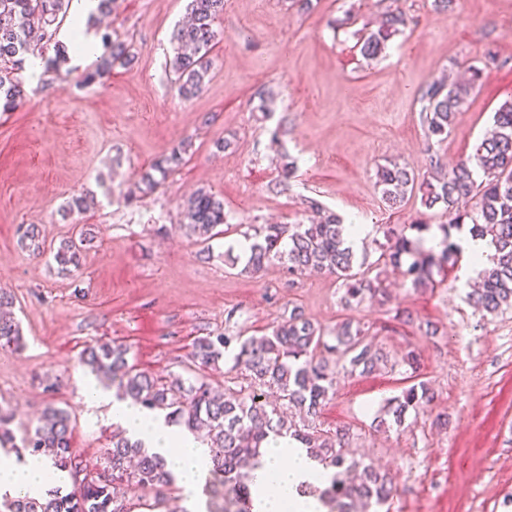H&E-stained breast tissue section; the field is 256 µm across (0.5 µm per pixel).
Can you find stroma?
I'll list each match as a JSON object with an SVG mask.
<instances>
[{
  "mask_svg": "<svg viewBox=\"0 0 512 512\" xmlns=\"http://www.w3.org/2000/svg\"><path fill=\"white\" fill-rule=\"evenodd\" d=\"M408 24L382 56L363 58L356 33L376 28L384 5ZM187 0H117L102 20L131 41L132 67H114L86 85L89 67L69 57L58 71L22 73L27 101L0 112V289L12 299L23 348L0 349V408L15 411L14 435L47 404L67 409L72 448L81 467L99 470L116 425L107 408H91L74 383L80 355L118 343L139 370L200 378L216 390L235 387L231 356L202 367L198 339L262 336L292 311L330 329L350 318L400 359L420 358L419 378L432 404L408 413L403 426L375 430L373 420L408 381L402 371L338 377L321 428L349 427L355 454L389 472L390 512H512V309L475 310L467 299L477 271L469 258L416 288L377 260L393 227L437 246L442 207L425 208L420 192L400 207L384 202L378 166H408L416 183L473 157L493 115L512 101V0H313L304 14L285 0H226L219 42L203 92L178 97L166 68L170 35L186 17ZM497 62L485 66L486 53ZM482 76L446 139L428 137L422 88L435 80ZM274 94L273 114L258 111L260 91ZM228 149H220L223 140ZM184 163L152 194H126L154 159L180 143ZM297 168L282 178L278 148ZM204 188L223 197L230 225L200 250L181 222L187 198ZM90 195L88 209L68 210ZM366 225L354 247L390 299L346 308L340 280L290 274L272 261L255 276L224 262L251 226L305 224L308 200ZM39 225L42 257L24 250L27 225ZM93 243L72 273L52 254L81 226Z\"/></svg>",
  "mask_w": 512,
  "mask_h": 512,
  "instance_id": "obj_1",
  "label": "stroma"
}]
</instances>
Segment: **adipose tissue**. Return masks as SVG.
<instances>
[{
  "mask_svg": "<svg viewBox=\"0 0 512 512\" xmlns=\"http://www.w3.org/2000/svg\"><path fill=\"white\" fill-rule=\"evenodd\" d=\"M75 379L89 406H107L112 422L131 440L141 441L149 452L165 459L186 512H206L203 487L209 473L210 449L191 434L167 424L161 412L115 399L85 374H76ZM252 476L254 487L260 491L254 512H323L320 502L303 495L301 488L325 484L328 473L287 439L270 442ZM67 480L66 473L57 470L46 457L29 455L19 460L0 454V499L40 495Z\"/></svg>",
  "mask_w": 512,
  "mask_h": 512,
  "instance_id": "adipose-tissue-1",
  "label": "adipose tissue"
}]
</instances>
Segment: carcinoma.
<instances>
[{
	"label": "carcinoma",
	"mask_w": 512,
	"mask_h": 512,
	"mask_svg": "<svg viewBox=\"0 0 512 512\" xmlns=\"http://www.w3.org/2000/svg\"><path fill=\"white\" fill-rule=\"evenodd\" d=\"M72 0H0V111L11 112L26 99L18 71L29 56L43 55L53 47L55 57L45 59L46 69H57L66 59V46L57 39ZM189 17L172 32L173 56L169 72L175 76L179 94L196 97L204 89L211 68L210 53L218 40L216 24L224 14V0H189ZM406 25L405 17L391 8L381 13L377 30L360 37L361 53L368 59L383 54L391 36ZM103 52L94 70L83 81L91 84L111 73L116 65L128 66L134 60L128 43L101 35ZM480 78L472 69L463 82L436 81L426 85L420 96L423 121L430 136H448L457 114ZM493 129L475 149L473 160L461 161L449 172H440L423 185L421 202L427 209L441 206L448 223L439 225L443 237L440 251L426 247L424 239L408 238L387 231L385 264L403 269L414 287L434 283V272L455 265L461 246L452 240L451 230L469 225L472 238L488 242L493 249L489 265L480 273L477 287L468 300L478 309L493 314L512 307V103L503 104L493 117ZM187 145L182 143L156 159L144 171L135 193L154 192L167 174L183 161ZM415 175L405 165L393 162L377 171V184L388 206L404 201L414 191ZM469 198V210L459 202ZM310 208L319 219L309 224H265L249 243L244 256L225 252L227 261L243 264L242 272L256 275L275 259L288 261V271H317L342 281L346 305L360 304L365 298L387 299V290L364 273L354 271L358 260L348 242L343 218L324 211L315 201ZM189 233L203 248L225 233L224 201L200 189L184 207ZM39 226L30 224L21 237V246L37 256L42 253ZM93 240L90 230L78 238L60 242L54 261L62 273L79 267L81 253ZM12 304L0 292V345L15 350L23 346L20 324L2 309ZM237 342L234 366L245 371V384L237 389L215 391L206 381H190L180 375L152 376L129 364L128 349L121 344L89 346L81 361L99 380L116 388V397L131 400L147 410L168 411L169 421L183 427L210 448V477L205 485L207 512H253L251 467L257 465L268 438L285 435L305 448L307 454L333 470L329 484L317 498L329 512H380L391 496V480L373 463L349 457L346 429L322 430L315 424L323 407L336 390V368L347 373L369 375L381 369L406 366L415 370L417 355L409 351L393 361L383 348L366 339L364 328L345 320L329 331L293 312L287 320L265 336L234 339L218 336L197 341L194 358L204 367L223 357ZM273 391L283 405L296 409L302 419L298 426L285 420L283 413L269 407L265 391ZM433 401V392L423 381L404 388L388 400L378 416V427L388 423L400 427L409 411H418ZM15 414L0 408V447L17 446L31 455L49 457L62 471L70 472L74 488L62 494L50 490L40 497L4 500L0 512H156L163 507V492L175 478L165 461L148 452L139 441L126 435L115 436L105 450L104 471L82 469L71 448L73 424L69 413L55 406L46 407L34 428L25 431L21 444L15 443L11 424ZM154 497L147 498L148 494Z\"/></svg>",
	"instance_id": "obj_1"
}]
</instances>
